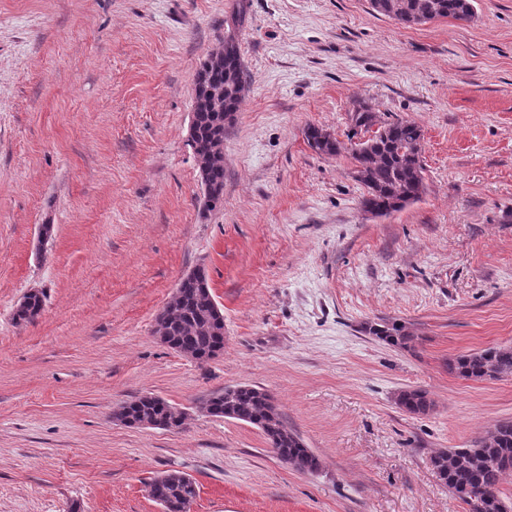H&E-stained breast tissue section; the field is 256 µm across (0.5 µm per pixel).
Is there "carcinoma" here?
I'll use <instances>...</instances> for the list:
<instances>
[{
    "instance_id": "carcinoma-1",
    "label": "carcinoma",
    "mask_w": 512,
    "mask_h": 512,
    "mask_svg": "<svg viewBox=\"0 0 512 512\" xmlns=\"http://www.w3.org/2000/svg\"><path fill=\"white\" fill-rule=\"evenodd\" d=\"M373 11L398 24L411 27L442 18L468 22L475 16L474 0H370ZM193 123L189 146L196 159L204 209L224 206V132L238 112L245 91L244 70L234 36L224 38V49L211 55L197 72ZM351 148L329 131L310 125L305 130L308 145L319 155L337 156L349 150L353 178L364 189L360 204L364 212L388 216L416 203L426 194L422 160L424 133L414 122L385 120L361 103L351 114L346 134ZM45 294L24 295L13 319L16 324L35 321L42 313ZM368 334L392 345L409 348L416 336L397 321L368 322ZM155 334L166 337L175 351L206 361L224 351V314L214 299L205 270L184 276L165 307V318ZM493 371L512 376V347L490 346L448 359V373L482 380ZM402 398L409 413L426 414L433 401L422 390L406 389ZM126 417L141 427L159 420L181 429L185 412L160 397L143 394L124 402ZM201 409L215 417L236 420L257 428L279 459L296 471L314 474L319 458L269 403L265 390L250 384L226 386L211 392ZM439 479L464 505L465 512H502L512 500L501 495L503 477L512 471V420L500 421L495 431L485 433L467 448H448L431 458ZM195 480L180 471H168L150 483L152 499L164 512H180L188 496L195 494Z\"/></svg>"
}]
</instances>
